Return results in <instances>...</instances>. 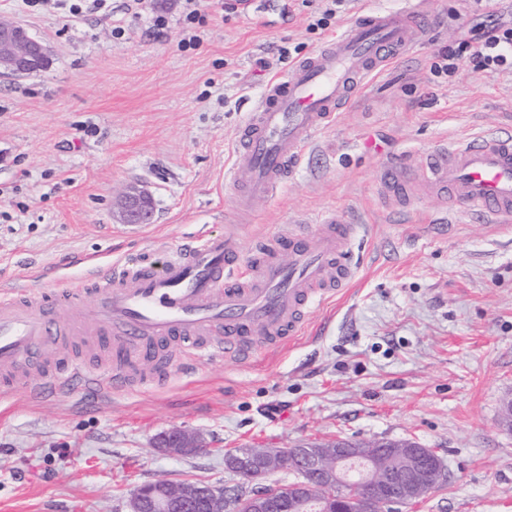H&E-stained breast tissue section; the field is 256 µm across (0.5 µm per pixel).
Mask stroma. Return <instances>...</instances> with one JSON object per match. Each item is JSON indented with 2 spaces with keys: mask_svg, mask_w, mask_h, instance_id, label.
Returning a JSON list of instances; mask_svg holds the SVG:
<instances>
[{
  "mask_svg": "<svg viewBox=\"0 0 512 512\" xmlns=\"http://www.w3.org/2000/svg\"><path fill=\"white\" fill-rule=\"evenodd\" d=\"M200 0L199 40L181 47L180 0H105L70 16L0 0V20L26 27L51 51L49 67L0 74V284L46 265L154 257L200 233L225 229L224 174L239 128L271 79L261 57L287 68L336 36L354 0L327 30L308 28L294 0H257L232 13ZM437 23L418 52L387 68L334 125L318 133L277 196L242 215L241 254L285 228L336 209L364 217L350 288L312 310L306 330L260 349L253 364L192 356L160 386L96 399L79 390L0 396V512H127L138 486L166 479L231 486L224 455L245 444L286 448L341 436L410 438L432 448L444 478L406 512H512V231L421 198L394 213L381 195L386 157L414 156L445 140L512 125V73L430 71L435 53L463 38L464 0H427ZM121 38H113L114 27ZM147 185L152 223L112 212L123 189ZM201 434V454L169 457L159 433Z\"/></svg>",
  "mask_w": 512,
  "mask_h": 512,
  "instance_id": "1",
  "label": "stroma"
}]
</instances>
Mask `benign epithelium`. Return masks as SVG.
<instances>
[{"label": "benign epithelium", "mask_w": 512, "mask_h": 512, "mask_svg": "<svg viewBox=\"0 0 512 512\" xmlns=\"http://www.w3.org/2000/svg\"><path fill=\"white\" fill-rule=\"evenodd\" d=\"M50 61L47 46L17 23H0V69L26 74ZM151 195L138 186L125 192L116 213L120 224H147ZM154 448L172 455L207 449L196 433L173 429L160 434ZM224 467L243 478L233 489L200 485L186 488L153 483L139 487L129 512H220L229 503L241 512H397L410 506L419 491L438 484L443 468L436 453L412 440L348 439L310 441L286 450L259 452L242 447L224 456ZM277 471H293L299 480L283 495L274 486L253 483Z\"/></svg>", "instance_id": "1"}]
</instances>
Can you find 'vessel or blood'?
Returning a JSON list of instances; mask_svg holds the SVG:
<instances>
[{
	"mask_svg": "<svg viewBox=\"0 0 512 512\" xmlns=\"http://www.w3.org/2000/svg\"><path fill=\"white\" fill-rule=\"evenodd\" d=\"M433 25L420 0L360 12L342 33L293 63L265 87L240 128L225 184L236 208L254 212L298 165L314 137L331 126L393 62L411 55ZM380 190L405 212L420 197L499 227L512 220V134L484 132L438 145L413 163L397 156L382 166ZM357 219L331 210L313 231L282 233L241 257L232 238L205 233L158 260L77 258V275L37 271L39 299L22 284L0 288V393L26 387L23 367L37 368L51 389L81 386L102 396L126 390L144 360L191 350L194 358L248 361L258 344L301 335L307 313L355 277ZM289 260H281V250ZM111 344L107 369L62 357L68 340Z\"/></svg>",
	"mask_w": 512,
	"mask_h": 512,
	"instance_id": "b4317fda",
	"label": "vessel or blood"
}]
</instances>
